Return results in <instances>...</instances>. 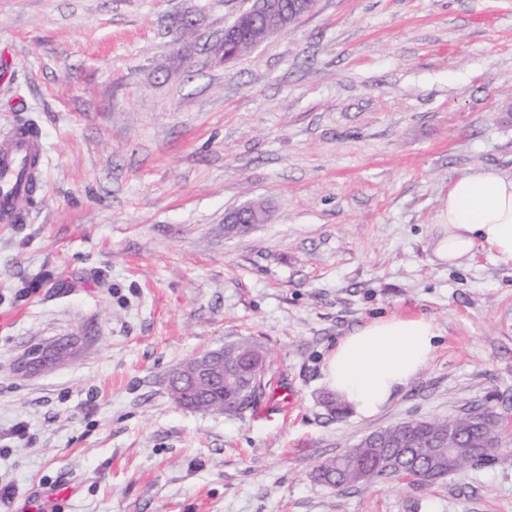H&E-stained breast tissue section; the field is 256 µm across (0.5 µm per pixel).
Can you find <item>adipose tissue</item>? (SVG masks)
<instances>
[{"label":"adipose tissue","mask_w":512,"mask_h":512,"mask_svg":"<svg viewBox=\"0 0 512 512\" xmlns=\"http://www.w3.org/2000/svg\"><path fill=\"white\" fill-rule=\"evenodd\" d=\"M431 245L449 266L478 255L512 265V175L474 170L448 185ZM438 330L424 316L377 317L341 337L327 355L323 381L356 417L370 419L388 407L423 371Z\"/></svg>","instance_id":"obj_1"}]
</instances>
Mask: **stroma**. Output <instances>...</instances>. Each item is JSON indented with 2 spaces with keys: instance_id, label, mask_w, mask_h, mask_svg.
Listing matches in <instances>:
<instances>
[{
  "instance_id": "stroma-1",
  "label": "stroma",
  "mask_w": 512,
  "mask_h": 512,
  "mask_svg": "<svg viewBox=\"0 0 512 512\" xmlns=\"http://www.w3.org/2000/svg\"><path fill=\"white\" fill-rule=\"evenodd\" d=\"M252 3L0 0V131L46 148L0 224V512H512V429L430 488L314 474L408 419L512 409V265L429 246L451 180L512 174V0H315L219 61ZM247 203L266 223L227 230ZM390 314L434 321L432 359L379 416L331 412L326 356ZM242 339L256 407L173 404L172 368ZM61 359L63 358H58L53 355V349L38 346L31 349L28 354L18 362L17 367L20 371H39L49 365L60 362Z\"/></svg>"
}]
</instances>
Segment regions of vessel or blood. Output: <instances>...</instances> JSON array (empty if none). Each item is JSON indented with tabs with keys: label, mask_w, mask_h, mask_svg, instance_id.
Instances as JSON below:
<instances>
[{
	"label": "vessel or blood",
	"mask_w": 512,
	"mask_h": 512,
	"mask_svg": "<svg viewBox=\"0 0 512 512\" xmlns=\"http://www.w3.org/2000/svg\"><path fill=\"white\" fill-rule=\"evenodd\" d=\"M44 146L40 133L22 124L0 133V222L22 223L29 204L27 181L32 165L41 163Z\"/></svg>",
	"instance_id": "1"
}]
</instances>
